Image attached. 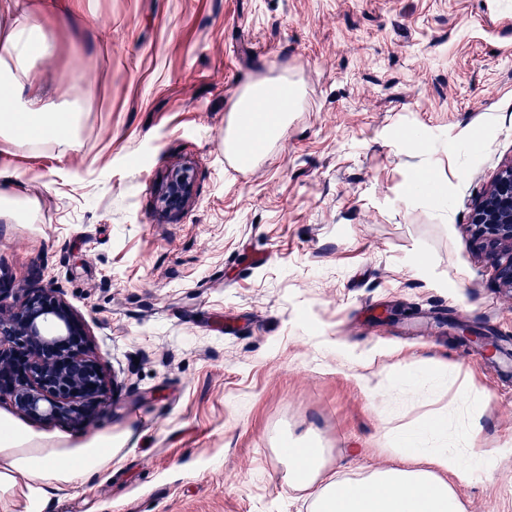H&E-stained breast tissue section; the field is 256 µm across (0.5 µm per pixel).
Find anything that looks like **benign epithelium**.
<instances>
[{
    "instance_id": "7a95c632",
    "label": "benign epithelium",
    "mask_w": 512,
    "mask_h": 512,
    "mask_svg": "<svg viewBox=\"0 0 512 512\" xmlns=\"http://www.w3.org/2000/svg\"><path fill=\"white\" fill-rule=\"evenodd\" d=\"M191 187L172 180L169 207L185 205ZM469 224L495 260L498 287L512 294V161L475 205ZM119 387L90 352L81 321L51 288L26 291L16 305L0 300V398L38 422L92 419Z\"/></svg>"
}]
</instances>
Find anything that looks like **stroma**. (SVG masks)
<instances>
[{
  "mask_svg": "<svg viewBox=\"0 0 512 512\" xmlns=\"http://www.w3.org/2000/svg\"><path fill=\"white\" fill-rule=\"evenodd\" d=\"M21 3L54 44L35 92L83 117L65 153L0 140L13 192L40 203L35 222L0 218V279L14 302L55 289L121 383L89 424L26 426L128 438L42 512H312L284 441L350 481L389 465L391 424L459 422L455 386H395L421 358L488 396L464 512H512V294L468 222L512 160V0ZM282 75L299 109L248 174L226 170L233 105ZM461 325L499 355L460 343Z\"/></svg>",
  "mask_w": 512,
  "mask_h": 512,
  "instance_id": "1",
  "label": "stroma"
}]
</instances>
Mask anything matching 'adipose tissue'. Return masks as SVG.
<instances>
[{"label": "adipose tissue", "instance_id": "adipose-tissue-1", "mask_svg": "<svg viewBox=\"0 0 512 512\" xmlns=\"http://www.w3.org/2000/svg\"><path fill=\"white\" fill-rule=\"evenodd\" d=\"M53 45L33 13L19 0H0V139L21 145L49 144L60 151L78 144L79 112H52L26 96L36 59L49 57ZM299 103L297 85L287 79L249 84L235 102L240 124L238 148L248 153L250 138H279ZM424 382L451 381L465 402L469 421L454 445H431L448 424L435 418L401 436L389 453L391 466L351 482L324 479L321 449L292 441L280 453L288 481L313 493L314 512H463L458 487L478 476L485 454L479 448V419L487 406L484 392L463 379L454 363L421 362L415 369ZM121 453L111 433L72 443L33 433L0 414V512H42L53 493L77 488L109 469Z\"/></svg>", "mask_w": 512, "mask_h": 512}]
</instances>
